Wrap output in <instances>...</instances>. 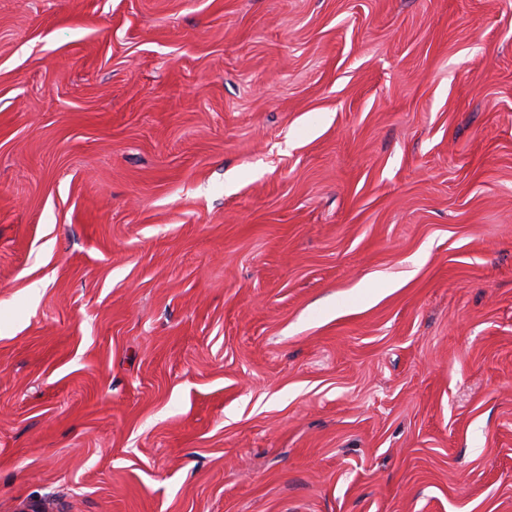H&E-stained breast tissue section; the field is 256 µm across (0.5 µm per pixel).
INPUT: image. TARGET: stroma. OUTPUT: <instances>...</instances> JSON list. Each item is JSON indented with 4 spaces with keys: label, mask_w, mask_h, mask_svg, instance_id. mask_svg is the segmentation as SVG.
Here are the masks:
<instances>
[{
    "label": "stroma",
    "mask_w": 512,
    "mask_h": 512,
    "mask_svg": "<svg viewBox=\"0 0 512 512\" xmlns=\"http://www.w3.org/2000/svg\"><path fill=\"white\" fill-rule=\"evenodd\" d=\"M0 512H512V0H0Z\"/></svg>",
    "instance_id": "35a3bbf8"
}]
</instances>
